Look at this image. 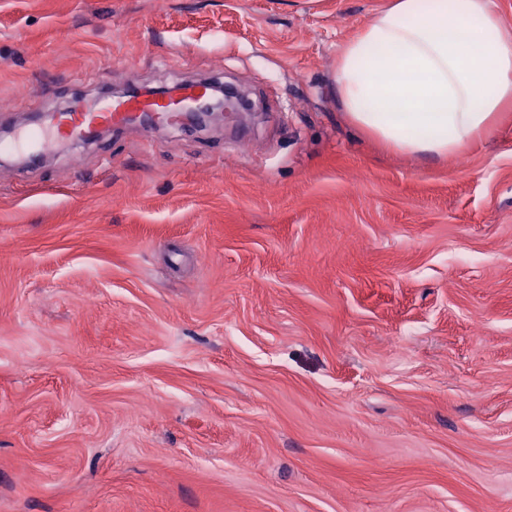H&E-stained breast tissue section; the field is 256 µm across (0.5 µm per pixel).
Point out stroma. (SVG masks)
<instances>
[{"label": "stroma", "mask_w": 512, "mask_h": 512, "mask_svg": "<svg viewBox=\"0 0 512 512\" xmlns=\"http://www.w3.org/2000/svg\"><path fill=\"white\" fill-rule=\"evenodd\" d=\"M390 0H0V126L249 111L0 166V512H512V106L417 159L333 75ZM210 86L202 81H185L175 88V93L162 100L143 99L137 96L112 97L107 96L93 110L64 109L60 116L49 124L46 131L31 130L24 132L9 144L1 143V151L11 153L42 154L61 143H82L87 134L96 128L112 125H128L136 122L137 112L142 114V124L149 125L156 120L171 124L179 122L181 112L187 105L205 99ZM223 99L210 94L203 102L190 107L182 113L181 124L189 130L203 131L212 123L224 118ZM36 151V152H34Z\"/></svg>", "instance_id": "35a3bbf8"}]
</instances>
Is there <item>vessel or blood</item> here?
I'll use <instances>...</instances> for the list:
<instances>
[{"label": "vessel or blood", "mask_w": 512, "mask_h": 512, "mask_svg": "<svg viewBox=\"0 0 512 512\" xmlns=\"http://www.w3.org/2000/svg\"><path fill=\"white\" fill-rule=\"evenodd\" d=\"M208 92L209 86L205 82L186 81L179 84L173 94L161 100L109 96L92 110H62L60 116L50 123L48 130L23 133L6 144L5 149L11 153H40L62 143H79L94 129L135 123L136 115L140 112L153 113L155 119L175 124L187 105L204 100Z\"/></svg>", "instance_id": "1"}]
</instances>
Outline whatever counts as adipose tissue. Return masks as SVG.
Here are the masks:
<instances>
[{
  "mask_svg": "<svg viewBox=\"0 0 512 512\" xmlns=\"http://www.w3.org/2000/svg\"><path fill=\"white\" fill-rule=\"evenodd\" d=\"M352 125L414 157L472 148L512 103V35L492 0H392L342 47Z\"/></svg>",
  "mask_w": 512,
  "mask_h": 512,
  "instance_id": "1",
  "label": "adipose tissue"
}]
</instances>
